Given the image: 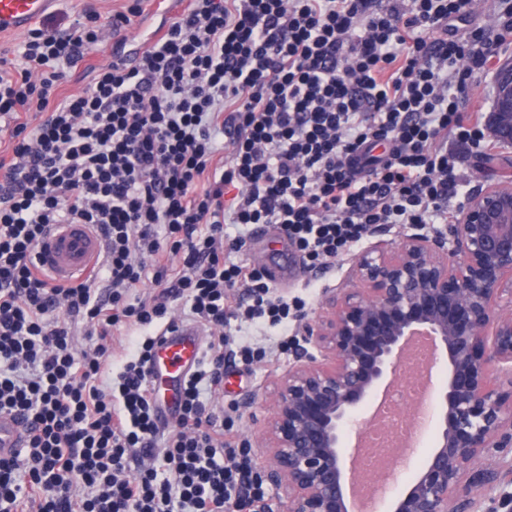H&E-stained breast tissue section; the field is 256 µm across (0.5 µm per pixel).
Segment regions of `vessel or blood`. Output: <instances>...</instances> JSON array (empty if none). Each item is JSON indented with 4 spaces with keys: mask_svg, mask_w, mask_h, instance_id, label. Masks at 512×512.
<instances>
[{
    "mask_svg": "<svg viewBox=\"0 0 512 512\" xmlns=\"http://www.w3.org/2000/svg\"><path fill=\"white\" fill-rule=\"evenodd\" d=\"M56 0H0V34H17L49 14ZM101 253L99 238L87 225L66 224L51 233L36 251L40 266L54 277L77 279L88 272ZM198 327L179 323L160 332L149 365L160 417L174 422L179 387L201 358ZM25 435L13 415L0 414V456L12 455Z\"/></svg>",
    "mask_w": 512,
    "mask_h": 512,
    "instance_id": "obj_1",
    "label": "vessel or blood"
}]
</instances>
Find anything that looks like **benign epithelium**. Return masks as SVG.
Masks as SVG:
<instances>
[{
  "mask_svg": "<svg viewBox=\"0 0 512 512\" xmlns=\"http://www.w3.org/2000/svg\"><path fill=\"white\" fill-rule=\"evenodd\" d=\"M492 133L512 149V61L492 73ZM320 313L299 316L293 362L271 390L258 476L274 499L235 512H351L354 420L406 367L416 336L431 339L446 381L433 448L390 512H476L484 489L512 484V180L483 178L454 223L373 226Z\"/></svg>",
  "mask_w": 512,
  "mask_h": 512,
  "instance_id": "7a95c632",
  "label": "benign epithelium"
}]
</instances>
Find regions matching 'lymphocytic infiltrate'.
Wrapping results in <instances>:
<instances>
[{"label": "lymphocytic infiltrate", "mask_w": 512, "mask_h": 512, "mask_svg": "<svg viewBox=\"0 0 512 512\" xmlns=\"http://www.w3.org/2000/svg\"><path fill=\"white\" fill-rule=\"evenodd\" d=\"M143 2L41 24L23 68L0 57V413L25 432L0 457V512H228L264 497L213 404L225 351L266 355L233 321L293 315L262 273L227 261L225 225L240 247L249 225L285 227L325 269L369 225L450 223L463 180L449 138L494 149L468 104L512 45V0L475 26L470 0H189L132 60L121 39L88 65L103 28ZM83 65L90 82L67 92ZM62 224L105 247L71 282L35 260ZM176 302L211 336L164 433L146 366Z\"/></svg>", "instance_id": "1"}]
</instances>
